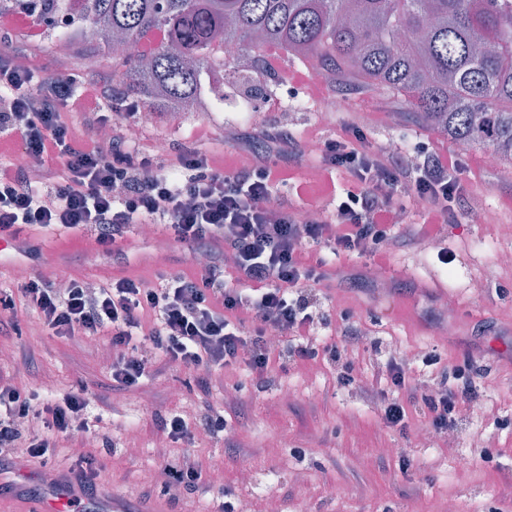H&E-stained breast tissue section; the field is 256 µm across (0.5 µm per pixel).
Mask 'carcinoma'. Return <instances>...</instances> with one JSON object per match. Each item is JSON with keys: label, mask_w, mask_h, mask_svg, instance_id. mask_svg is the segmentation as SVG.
I'll return each mask as SVG.
<instances>
[{"label": "carcinoma", "mask_w": 512, "mask_h": 512, "mask_svg": "<svg viewBox=\"0 0 512 512\" xmlns=\"http://www.w3.org/2000/svg\"><path fill=\"white\" fill-rule=\"evenodd\" d=\"M67 13L55 37L71 46L90 32L112 52L123 95L157 115L194 110L224 41L237 42L263 76L259 50L316 61L330 76L408 97L421 120L459 146L512 163V7L501 0H40ZM160 44L142 45L156 32Z\"/></svg>", "instance_id": "cac0c4a2"}]
</instances>
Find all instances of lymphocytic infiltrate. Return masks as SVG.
<instances>
[{
  "label": "lymphocytic infiltrate",
  "instance_id": "lymphocytic-infiltrate-1",
  "mask_svg": "<svg viewBox=\"0 0 512 512\" xmlns=\"http://www.w3.org/2000/svg\"><path fill=\"white\" fill-rule=\"evenodd\" d=\"M137 114L130 100L107 104L95 83L46 80L42 67L19 62L13 45L0 42V233L19 224L46 233L90 225L102 250L119 259L118 245L134 225L160 224L173 243L206 257L189 273L157 272L155 288L135 274L94 288L77 279L62 288L35 274L18 296H0L9 312L0 335L16 330L10 312L21 300L55 335L109 337L115 395L149 375L150 362L136 355L141 348L158 351L163 365L192 371L205 397L225 370L242 363L253 381L265 382L276 362L270 330L306 337L326 322L316 288L337 277L326 254L356 253L382 267L395 249L420 247L441 225L469 219L454 208L467 191L461 159L438 141L421 144L410 167L395 154L367 150L358 123L350 122L349 135L323 143L325 170L348 177L334 208L324 209L278 196L302 154L287 128L259 132L260 155L230 165L205 128L191 144L164 152L137 144L125 133ZM104 126L110 138L100 137ZM31 163L42 171V186L28 177ZM405 185L424 205L417 218L398 224L394 196ZM265 198L276 199V214L260 207ZM472 371L468 357L443 367L438 387L425 394L397 359L359 381L343 370L338 381L359 383L379 400L388 425L405 426L420 402L430 426L442 431L477 402ZM89 404L70 394L51 407L46 433L30 440L25 457L47 460L57 436L85 432ZM31 412L29 395L0 376V457L11 454L18 424Z\"/></svg>",
  "mask_w": 512,
  "mask_h": 512
}]
</instances>
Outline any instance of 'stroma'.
Masks as SVG:
<instances>
[{"instance_id":"stroma-1","label":"stroma","mask_w":512,"mask_h":512,"mask_svg":"<svg viewBox=\"0 0 512 512\" xmlns=\"http://www.w3.org/2000/svg\"><path fill=\"white\" fill-rule=\"evenodd\" d=\"M11 39L19 60L45 63L48 77L94 82L107 95L119 85L103 50L79 45L62 58L47 40L31 41L24 31H14ZM287 94L302 101V108L286 114L268 111L269 102ZM334 97L343 106L334 120L323 121L317 108ZM238 108L248 119L229 131L198 114L176 124L155 120L141 130L139 140H163L177 147L206 127L225 151L235 152L256 130L273 124L288 127L299 139L310 131L325 138L343 135L351 113L364 114L365 144L375 149L390 140L413 149L427 132L403 97H377L346 79H327L312 101L306 89L283 84L276 75L256 83L233 72L224 79V109ZM461 159L464 168L482 166L481 176L467 181L463 206L492 212L495 221L447 224L433 247L394 253L382 288L357 280L364 270L361 259L337 260L336 268L346 277L333 281L331 299L320 302L325 311L332 299H340L341 309L351 311L361 324L363 345L343 352L341 361L350 363L356 377H366L374 364L400 356L426 393L439 381L438 369L423 362L426 354L439 350L450 366L472 355L481 408L464 410L453 426L456 450L420 439L429 422L419 409L411 413L406 429L386 427L375 401L358 386H338L341 363L324 354L289 362L260 386L241 371H226L223 389L206 401L198 395L192 374L169 366L106 408L98 398L112 383L109 339L54 335L40 329L35 313L22 306L17 309L18 332L0 336V352L8 354L14 384L32 393V406L39 412L68 393L86 391L92 403L85 421L99 464L98 479L127 497L133 510L141 503L143 487L151 485L163 493L170 512H205L200 496L164 490L166 464L188 452L205 475L221 474L231 503L248 496L274 499L280 512H428L432 502L451 500L456 512H512V271L485 277L486 266L508 245L501 227L512 225V208L506 205L512 197V175L502 174L500 164L477 148ZM18 238L29 251H0V287H15L22 267L58 282L80 273L97 283L118 270L88 229L47 240L24 227ZM161 239V234L147 236L138 229L130 233L121 244L129 271L147 278L159 267L173 274L193 271L188 250L162 244ZM442 249L448 250L452 263L439 261ZM449 296L456 303L454 319L426 321V314ZM287 390L292 398H284ZM216 413L224 416V431L212 435L201 430L203 419ZM169 414L181 415L194 428L193 439L174 442L156 431L154 418ZM380 448L389 451L382 466L371 462ZM484 449L490 460L481 459ZM459 450L470 458L464 471L456 464ZM245 472L250 475L246 481L241 478ZM339 484L348 489L345 497L332 493Z\"/></svg>"}]
</instances>
